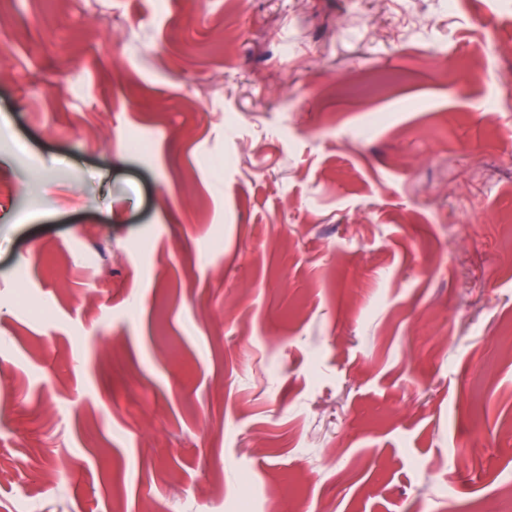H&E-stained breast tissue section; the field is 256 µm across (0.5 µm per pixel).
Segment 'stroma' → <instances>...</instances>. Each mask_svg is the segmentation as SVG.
Segmentation results:
<instances>
[{"label": "stroma", "instance_id": "35a3bbf8", "mask_svg": "<svg viewBox=\"0 0 512 512\" xmlns=\"http://www.w3.org/2000/svg\"><path fill=\"white\" fill-rule=\"evenodd\" d=\"M510 46L512 0H9L0 512L512 482Z\"/></svg>", "mask_w": 512, "mask_h": 512}]
</instances>
